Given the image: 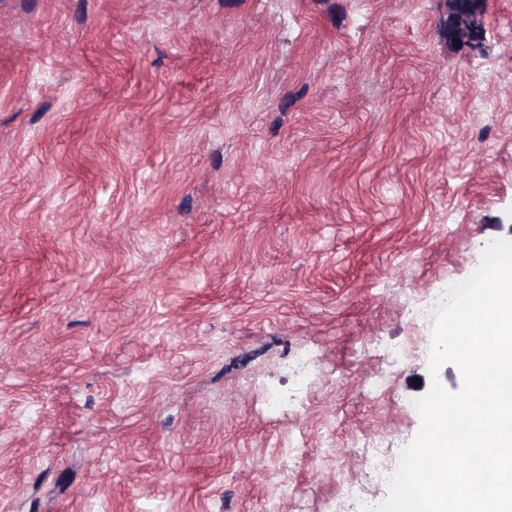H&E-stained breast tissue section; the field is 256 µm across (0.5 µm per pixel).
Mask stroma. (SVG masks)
<instances>
[{"label":"stroma","mask_w":512,"mask_h":512,"mask_svg":"<svg viewBox=\"0 0 512 512\" xmlns=\"http://www.w3.org/2000/svg\"><path fill=\"white\" fill-rule=\"evenodd\" d=\"M447 11L0 0V512L385 501L358 444L419 429L418 303L512 238V0L479 52Z\"/></svg>","instance_id":"1"}]
</instances>
